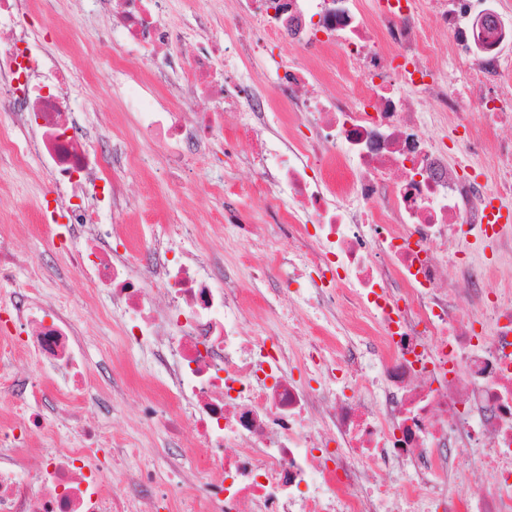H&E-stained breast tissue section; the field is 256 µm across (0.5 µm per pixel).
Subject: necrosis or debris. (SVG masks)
I'll return each mask as SVG.
<instances>
[{
	"instance_id": "obj_1",
	"label": "necrosis or debris",
	"mask_w": 512,
	"mask_h": 512,
	"mask_svg": "<svg viewBox=\"0 0 512 512\" xmlns=\"http://www.w3.org/2000/svg\"><path fill=\"white\" fill-rule=\"evenodd\" d=\"M126 51L176 47L164 21L169 0H93ZM26 0H0V99L24 140L0 139V155L39 158L56 190L45 225L69 230L68 255L91 293L106 292L131 348L172 356L166 405L145 403L144 424L176 435L191 429L202 447L190 477L193 512H512V294L489 288L491 268L457 263L456 227L512 246L502 224L485 221L488 195L512 196V138L496 142L495 182L460 178L414 102L436 99L461 115L468 102L512 127V70L502 48L512 38V0H235L223 35L205 24L197 48L178 64L179 97L137 102L142 139L163 145L175 165L195 150L239 140L259 178L223 177L224 221L233 203L259 196L277 209L296 245L294 303L310 307L295 328L314 384L291 377L290 360L266 329L244 333L245 295L217 281L198 251L155 237L143 255L112 247L122 174L146 157L113 153L100 133L78 123L73 76L23 19ZM447 33L449 58L435 57L418 17ZM287 35L297 59L276 62L277 90L312 136L271 133L268 96L250 77L224 71L244 44L266 51ZM331 51L344 73L327 96L312 91V55ZM455 65L468 94L446 82ZM241 224V223H240ZM458 265L469 312L439 287L444 265ZM17 261L0 257V282L14 290L0 346L33 355L35 376H0L19 407L0 428V512H133L114 498L112 444L85 429V446L45 449L39 464L20 456L45 427L43 394L71 416L88 397L84 345L64 305L17 283ZM347 307L349 323L337 317ZM483 320L491 335L475 333ZM373 337L371 352L361 350ZM481 464L490 487L478 500L461 486ZM386 470L394 484L378 482Z\"/></svg>"
}]
</instances>
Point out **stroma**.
Instances as JSON below:
<instances>
[{
  "label": "stroma",
  "mask_w": 512,
  "mask_h": 512,
  "mask_svg": "<svg viewBox=\"0 0 512 512\" xmlns=\"http://www.w3.org/2000/svg\"><path fill=\"white\" fill-rule=\"evenodd\" d=\"M169 13L178 31H185L198 14L210 17L214 31L220 32L233 15V3L170 0ZM26 24L33 35L56 39L57 60L80 77V120L97 127L109 143L149 159L146 170L131 172L123 182L125 205L113 216L120 226L115 244L125 245L131 237L143 246L157 236L179 237L184 246L201 248L221 266L235 270L233 288L256 287L266 292L286 287L287 264L256 254L252 268L265 269L266 275L252 280V268L240 264L241 245L235 229L213 221L214 215L224 210L223 197L212 189L224 173L223 145L173 168L165 150L139 139L137 114L128 108L127 95L112 91V64L120 50L107 40L106 30L77 12L72 0H30ZM54 197L55 188L43 175L37 157H29L21 165L0 157V252L24 256L38 265L40 277L35 286L39 293L63 298L82 330L88 372L94 382L89 403L95 424L120 442L112 451L111 464L125 480L116 486V494L128 496L129 481L136 477L143 458L152 462L158 484H168L177 472L191 471L197 452L195 440L187 430L173 440L165 430L139 423L141 402L156 399L165 373L152 366L149 350L130 349L122 343L106 294L89 298L85 281L39 228L36 215ZM55 405V394H48L46 428L34 440V447L62 450L80 446L83 435L77 421H60Z\"/></svg>",
  "instance_id": "obj_1"
}]
</instances>
